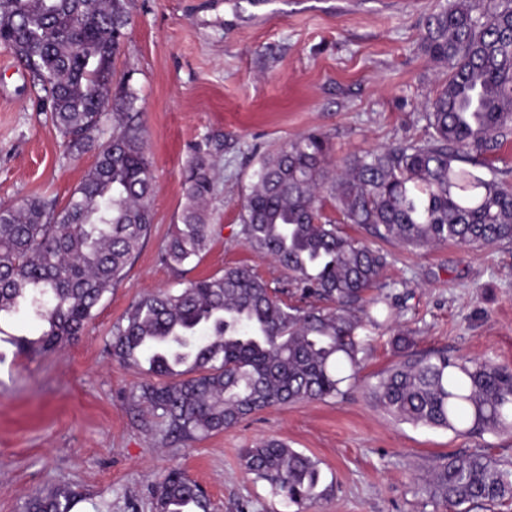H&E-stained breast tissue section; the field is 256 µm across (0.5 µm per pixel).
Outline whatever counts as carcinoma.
Listing matches in <instances>:
<instances>
[{
	"label": "carcinoma",
	"instance_id": "carcinoma-1",
	"mask_svg": "<svg viewBox=\"0 0 512 512\" xmlns=\"http://www.w3.org/2000/svg\"><path fill=\"white\" fill-rule=\"evenodd\" d=\"M129 25L126 0H0V44L45 92L67 150H96L62 207L43 198L0 206V319L24 311L44 325L9 339L25 356L78 341L151 233L155 182L139 97L116 70ZM423 48L448 70L425 102L428 138L354 155L334 171L330 143L311 131L258 160L238 235L288 271L291 290L230 266L138 298L114 326L112 355L147 364L132 400L164 420L167 436L218 433L270 407L342 397L356 383L360 333L384 311L388 253L341 225L411 248L512 244V187L483 173L512 142V0H449L426 18ZM212 170L199 154L185 173L179 224L160 253L171 268L201 259L213 239L202 206ZM397 343L401 361L365 387L393 419L460 436L512 433L511 366L418 352L406 331ZM241 460L300 509L327 496L319 462L282 440L244 448ZM428 492L448 508L511 504L512 466L483 452L448 454L432 465ZM72 505L65 491L37 493L25 512ZM211 508L178 471L153 492L154 512Z\"/></svg>",
	"mask_w": 512,
	"mask_h": 512
}]
</instances>
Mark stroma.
I'll return each instance as SVG.
<instances>
[{
    "instance_id": "obj_1",
    "label": "stroma",
    "mask_w": 512,
    "mask_h": 512,
    "mask_svg": "<svg viewBox=\"0 0 512 512\" xmlns=\"http://www.w3.org/2000/svg\"><path fill=\"white\" fill-rule=\"evenodd\" d=\"M443 0H128L117 61L142 107L156 181L150 237L107 293L79 341L33 358L0 342V512H23L38 491L68 490L71 512H152V491L177 469L214 512H295L241 464L267 438L318 460L331 484L312 512H446L424 476L439 456L482 451L512 462V435L464 437L395 422L353 391L345 399L272 407L224 432L166 440L161 420L134 405L143 370L114 360L112 330L140 296L246 264L270 286L288 273L237 235L240 204L260 155L316 130L334 161L424 138L423 103L447 77L421 48ZM213 163L207 202L221 226L194 266L161 263L196 154ZM94 162L69 155L29 74L0 45V204L65 203ZM387 313L363 330L366 380L395 364L398 330L420 352L445 350L512 365V245H387Z\"/></svg>"
}]
</instances>
